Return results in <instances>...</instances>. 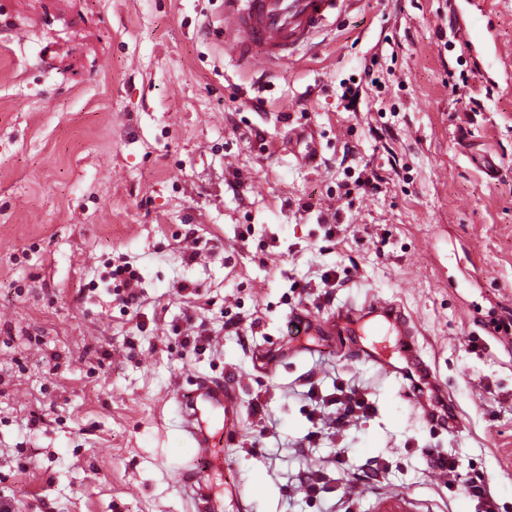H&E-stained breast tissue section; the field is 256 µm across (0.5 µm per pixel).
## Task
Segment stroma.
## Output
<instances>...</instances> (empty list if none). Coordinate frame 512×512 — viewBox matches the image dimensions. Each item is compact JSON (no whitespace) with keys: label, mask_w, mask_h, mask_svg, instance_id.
<instances>
[{"label":"stroma","mask_w":512,"mask_h":512,"mask_svg":"<svg viewBox=\"0 0 512 512\" xmlns=\"http://www.w3.org/2000/svg\"><path fill=\"white\" fill-rule=\"evenodd\" d=\"M229 8L0 0V500L192 512L175 394L207 379L239 402L209 473L224 512H475L438 452L512 512V343L488 334L512 320V0H355L287 61L244 64ZM120 260L133 308L104 278ZM369 299L414 322L455 430L343 341L289 337L295 313ZM313 383L374 410L308 450ZM340 448L305 499L297 474ZM127 274V276H125ZM117 277H125L123 280L124 288H115V299L119 300L125 306L128 307L129 304L134 303L138 296L132 287V283L137 282V276L134 270H129L128 267L125 266H117L115 270H112V279H116Z\"/></svg>","instance_id":"stroma-1"}]
</instances>
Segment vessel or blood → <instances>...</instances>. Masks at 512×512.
Returning <instances> with one entry per match:
<instances>
[{
	"label": "vessel or blood",
	"mask_w": 512,
	"mask_h": 512,
	"mask_svg": "<svg viewBox=\"0 0 512 512\" xmlns=\"http://www.w3.org/2000/svg\"><path fill=\"white\" fill-rule=\"evenodd\" d=\"M230 2L224 52L232 59L247 61L258 50L270 59L287 58L290 51L308 45L331 19L342 14L348 0ZM316 331L342 338L358 358L381 366L387 373L398 376L403 367H422L413 340L414 328L399 304L378 301L362 312L346 308L318 325ZM386 331L401 336L404 366H397L376 347L362 342L363 337ZM177 400L186 413L185 430L195 449L193 465L182 473L180 482L190 487L196 512H221L222 504L212 496L203 474L224 461V440L211 433L209 423L213 417L233 415L234 392L224 384L201 381L195 389L179 390Z\"/></svg>",
	"instance_id": "1"
}]
</instances>
